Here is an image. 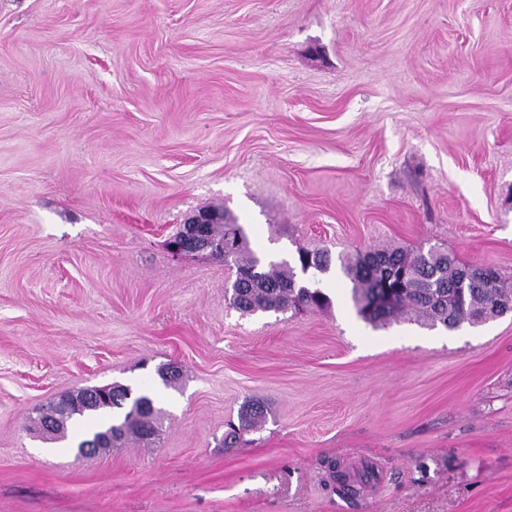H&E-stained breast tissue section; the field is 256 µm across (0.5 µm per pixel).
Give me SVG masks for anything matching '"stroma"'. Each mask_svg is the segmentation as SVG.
<instances>
[{
	"instance_id": "1",
	"label": "stroma",
	"mask_w": 512,
	"mask_h": 512,
	"mask_svg": "<svg viewBox=\"0 0 512 512\" xmlns=\"http://www.w3.org/2000/svg\"><path fill=\"white\" fill-rule=\"evenodd\" d=\"M206 208L274 260L512 278V0H0V512H512V313L375 327L333 272L330 309L241 315L167 248ZM105 385L152 441L34 430ZM264 411L260 405L248 406L240 418L239 426L229 425V430L224 434L225 448H238L243 443L244 433L252 428L263 417Z\"/></svg>"
}]
</instances>
